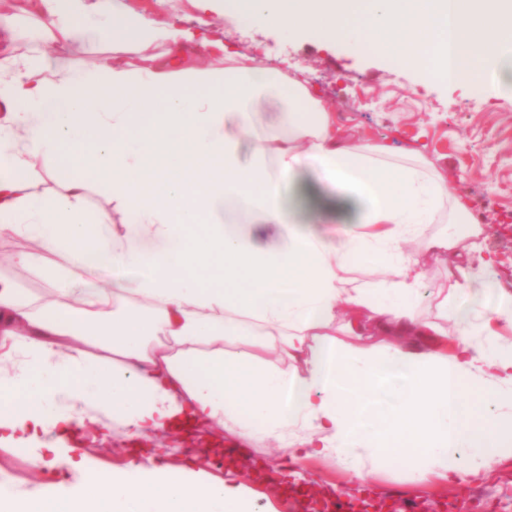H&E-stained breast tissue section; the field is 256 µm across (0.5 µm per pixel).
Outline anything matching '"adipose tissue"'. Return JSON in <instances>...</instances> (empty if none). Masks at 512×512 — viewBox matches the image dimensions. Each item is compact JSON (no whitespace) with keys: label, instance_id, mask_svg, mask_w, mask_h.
<instances>
[{"label":"adipose tissue","instance_id":"obj_1","mask_svg":"<svg viewBox=\"0 0 512 512\" xmlns=\"http://www.w3.org/2000/svg\"><path fill=\"white\" fill-rule=\"evenodd\" d=\"M40 4L37 23L59 49L4 67L0 232L38 238L68 263L49 274L62 298L51 307L32 306L0 277V318L29 328L10 339L23 358L0 382V431L64 434L97 414L134 436L221 419L241 442L282 443L303 428L308 449L288 451L295 472L310 455L333 454L353 483L363 478L362 448L401 463L414 484L466 481L467 451L483 462L512 456V421L496 415L490 388L512 387V346L494 342L512 323V298L489 315L476 307L495 280L492 263L475 258L484 229L423 154L344 139L306 86L228 52L208 30L130 14L115 0L96 17L82 0ZM93 42L107 43L109 56L83 65ZM264 106L276 113L271 130L250 137ZM52 156L72 175L62 193H35L29 176ZM307 174L343 216L335 243L295 228L287 197ZM94 177L128 216L123 237L108 213L83 215ZM267 224L285 229L284 243L259 241L255 228ZM426 224L444 230L422 248L455 269L428 294L404 248ZM362 255L387 279L353 286ZM107 268L137 275L90 288V275ZM130 293L148 312L126 307ZM426 296L460 335L487 346L448 356L390 345L422 335ZM341 304L378 316L381 341L363 345V325L339 322ZM244 337L260 338L274 361L225 359V340ZM91 344L121 365L89 359ZM239 476L186 479L133 462L98 473L87 492L22 496L0 484V512H256L262 495Z\"/></svg>","mask_w":512,"mask_h":512}]
</instances>
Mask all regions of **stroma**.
<instances>
[{
	"label": "stroma",
	"instance_id": "35a3bbf8",
	"mask_svg": "<svg viewBox=\"0 0 512 512\" xmlns=\"http://www.w3.org/2000/svg\"><path fill=\"white\" fill-rule=\"evenodd\" d=\"M128 12L170 25L207 21L223 31L224 42L257 64L276 68L304 83L334 112L341 133L358 141L387 143L423 152L450 191L466 198L484 228L482 253L493 261L496 279L480 297L491 311L501 296L512 295V94L498 90L491 79L429 83L399 62L368 53L351 55L339 45H319L263 22L240 24L222 10L202 11L197 0H120ZM27 10V0H0V58L22 61L34 51L53 52ZM82 447L59 439L63 454L83 459V473L54 465L44 454L45 437L23 438L18 449H0V480L21 495L46 491L73 492L88 487L99 472L124 468L131 457L149 466L178 468L180 452L134 439L107 416L94 433L80 431ZM364 485L380 497L399 493L416 500L454 504L462 487L450 480L431 479L411 487L403 468L363 453ZM484 488L491 512H512V457L495 463L489 478L474 479Z\"/></svg>",
	"mask_w": 512,
	"mask_h": 512
}]
</instances>
